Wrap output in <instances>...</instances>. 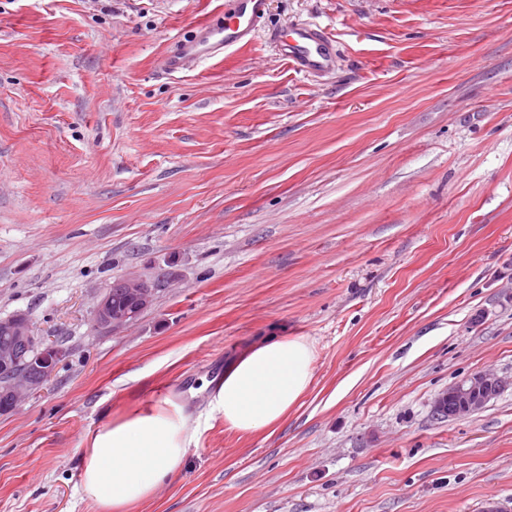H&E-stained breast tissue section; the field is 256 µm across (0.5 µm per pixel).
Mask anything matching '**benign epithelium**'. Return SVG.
I'll return each instance as SVG.
<instances>
[{
	"mask_svg": "<svg viewBox=\"0 0 512 512\" xmlns=\"http://www.w3.org/2000/svg\"><path fill=\"white\" fill-rule=\"evenodd\" d=\"M119 281L127 288L130 306L115 307L111 296L101 297L94 311L95 326L101 333H113L136 322L165 286L160 277L140 274L125 275ZM0 333L9 335V342L0 345V414L4 415L43 389L67 351L35 336L23 314L1 318ZM510 384L495 372H477L439 393L433 413L438 419L469 417Z\"/></svg>",
	"mask_w": 512,
	"mask_h": 512,
	"instance_id": "7a95c632",
	"label": "benign epithelium"
}]
</instances>
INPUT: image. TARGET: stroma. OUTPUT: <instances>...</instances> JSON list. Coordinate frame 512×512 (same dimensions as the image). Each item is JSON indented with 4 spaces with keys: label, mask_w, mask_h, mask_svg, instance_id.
Segmentation results:
<instances>
[{
    "label": "stroma",
    "mask_w": 512,
    "mask_h": 512,
    "mask_svg": "<svg viewBox=\"0 0 512 512\" xmlns=\"http://www.w3.org/2000/svg\"><path fill=\"white\" fill-rule=\"evenodd\" d=\"M224 0H0V318L67 350L0 415V512H106L79 460L105 413L189 397L196 441L125 512L512 508V387L436 419L449 385L512 378V0H267L254 39L160 61ZM325 28L297 71L269 39ZM169 285L101 334L113 280ZM303 336L279 425L210 411L257 337ZM279 51L300 70L318 73L329 70L336 58V49L326 33L314 26H301L286 35L274 34Z\"/></svg>",
    "instance_id": "1"
}]
</instances>
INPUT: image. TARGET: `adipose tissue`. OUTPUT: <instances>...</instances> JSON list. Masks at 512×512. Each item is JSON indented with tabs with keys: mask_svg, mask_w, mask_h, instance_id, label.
<instances>
[{
	"mask_svg": "<svg viewBox=\"0 0 512 512\" xmlns=\"http://www.w3.org/2000/svg\"><path fill=\"white\" fill-rule=\"evenodd\" d=\"M315 360L306 338L271 334L202 389L227 427L256 432L282 421L298 403L312 383ZM196 438V418L187 403L171 396L107 417L86 441L80 489L108 512H121L151 498L181 467Z\"/></svg>",
	"mask_w": 512,
	"mask_h": 512,
	"instance_id": "ef3b65f1",
	"label": "adipose tissue"
}]
</instances>
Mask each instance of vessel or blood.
Masks as SVG:
<instances>
[{"label":"vessel or blood","mask_w":512,"mask_h":512,"mask_svg":"<svg viewBox=\"0 0 512 512\" xmlns=\"http://www.w3.org/2000/svg\"><path fill=\"white\" fill-rule=\"evenodd\" d=\"M266 13V0H227L223 16L196 25L179 37L162 59L164 73L191 70L203 60L248 44ZM276 41L281 55L302 71L324 72L334 64L335 46L320 28L301 26L277 36Z\"/></svg>","instance_id":"obj_1"}]
</instances>
